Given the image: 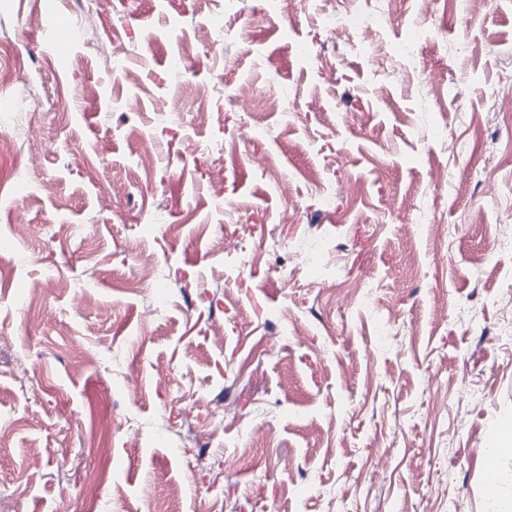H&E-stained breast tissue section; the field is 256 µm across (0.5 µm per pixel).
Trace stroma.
<instances>
[{"mask_svg":"<svg viewBox=\"0 0 512 512\" xmlns=\"http://www.w3.org/2000/svg\"><path fill=\"white\" fill-rule=\"evenodd\" d=\"M54 5L62 61L0 0V137L48 143L0 168V512H485L512 0H388L365 54L319 0Z\"/></svg>","mask_w":512,"mask_h":512,"instance_id":"35a3bbf8","label":"stroma"}]
</instances>
